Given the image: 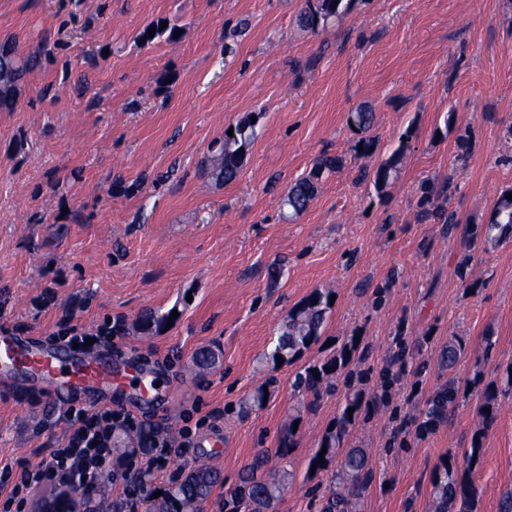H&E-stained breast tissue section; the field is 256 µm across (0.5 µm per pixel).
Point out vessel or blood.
<instances>
[{
	"label": "vessel or blood",
	"mask_w": 512,
	"mask_h": 512,
	"mask_svg": "<svg viewBox=\"0 0 512 512\" xmlns=\"http://www.w3.org/2000/svg\"><path fill=\"white\" fill-rule=\"evenodd\" d=\"M25 382L40 386L56 400L78 399L100 405L113 391H131L142 403L158 402L167 391L146 363L114 365L111 358L64 351L40 344L25 332L0 326V384Z\"/></svg>",
	"instance_id": "1"
}]
</instances>
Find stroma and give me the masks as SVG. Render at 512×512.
Masks as SVG:
<instances>
[{
	"label": "stroma",
	"mask_w": 512,
	"mask_h": 512,
	"mask_svg": "<svg viewBox=\"0 0 512 512\" xmlns=\"http://www.w3.org/2000/svg\"><path fill=\"white\" fill-rule=\"evenodd\" d=\"M305 0H0V41L19 54L47 46L12 111H0V323L48 343L67 327L95 335L121 320L114 361L154 362L173 389L160 413L138 421L190 427L191 446L155 471L170 483L205 464L227 483L258 452L277 466L279 438L298 418L294 474L275 512H319L327 471L308 463L342 394L310 403L297 373L359 339L352 367L373 375L396 338L410 359L389 406L373 407L344 440L369 451L375 472L358 512H429L431 477L463 460L483 432L470 471L476 512H499L512 491V234L472 241L512 188V9L505 0H352L339 20L300 26ZM177 25L174 40L140 41L148 26ZM372 106L376 145L360 154L348 113ZM255 118L257 137L229 184L203 171L208 146ZM404 146L384 192L360 177ZM465 154V164L455 157ZM324 155L308 208L287 220L288 187ZM458 217L423 218L424 186ZM317 288L335 301L319 343L289 364L265 356L290 310ZM385 289L380 307L371 304ZM178 307L156 336L132 325L145 308ZM464 353L441 362L449 341ZM219 362L191 373L195 352ZM455 406L423 438L390 415H417L448 378ZM267 386L262 406L240 403ZM497 414L483 425L487 386ZM62 408L45 393L0 387V467L37 466L62 436ZM221 437L211 448L207 439ZM405 446L389 452L393 439Z\"/></svg>",
	"instance_id": "stroma-1"
}]
</instances>
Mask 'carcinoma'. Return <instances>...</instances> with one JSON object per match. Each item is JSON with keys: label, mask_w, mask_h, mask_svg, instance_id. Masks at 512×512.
Here are the masks:
<instances>
[{"label": "carcinoma", "mask_w": 512, "mask_h": 512, "mask_svg": "<svg viewBox=\"0 0 512 512\" xmlns=\"http://www.w3.org/2000/svg\"><path fill=\"white\" fill-rule=\"evenodd\" d=\"M344 0H306V9L300 16L301 26L316 30L339 17L347 10ZM41 57L35 54L21 56L14 43L6 39L0 42V109L10 110L17 101L24 76L39 65ZM347 122L361 134V150L367 154L374 144L369 136L373 128L374 113L371 107L361 106L349 113ZM255 140V123L244 120L233 126V135H224L213 141L205 165L208 174L218 182H231L236 179L243 167L246 152ZM401 150H396L376 169H363L360 177L370 180L376 190L381 191L394 180ZM343 159L338 156H324L304 178L292 184L283 198V206L293 217L307 209L316 196L320 182L326 174L338 171ZM504 190L497 197L490 223L484 236L494 239L493 232L507 234L512 231V200L506 198ZM422 216H430L446 224H457L456 213L446 211L444 205L425 188L421 199ZM331 293L316 289L288 314V319L280 326L277 343L271 353V359L281 355L282 361L290 362L309 350L320 338L327 314L330 310ZM170 313H161L154 309L141 312L136 321L137 331L145 336H153L166 330ZM359 343L354 338L345 341L336 355L310 365L297 374L295 387L317 398L327 390H344V405L340 413L326 427L321 445L310 460L318 470H327L341 457L339 479L341 485L331 484L324 497L321 512H356V505L373 478L368 467V455L363 448L342 449V442L349 430L359 421L365 410L364 395L361 390L368 380L369 373L349 367L350 355L356 351ZM397 350L390 356L386 365L379 371L378 379L382 392L374 396L379 405L388 403L390 390L400 380L405 371L404 339L396 342ZM219 362V353L214 348L202 349L194 355L193 363L200 371L209 370ZM459 388L455 377H448V384L439 389L429 402V409L423 420H410L416 424L415 433L423 436L436 427L455 404ZM497 392L486 389L478 410L484 425L495 418ZM354 409L348 414V409ZM298 418L294 417L288 429L279 439L277 457L289 459L295 444L294 426ZM112 480L123 481L131 491L130 503L138 512H202L204 504L210 499L215 488L223 483L220 472L207 465H197L181 474L175 481L161 488L152 486V472L147 468H134L135 458L145 461L159 454L155 442L158 437L152 426L139 427L132 431L122 426L112 427ZM477 440L472 442L470 451L465 454V472H459V466L449 461L439 467L431 478V512H473L474 503L479 498L477 486L470 480L467 471L471 470L473 456L480 449L483 431L476 432ZM268 464L265 454H258L253 462L238 474L237 481L224 489V512H274L277 501L293 477L292 471L282 468L260 475ZM160 497H154L157 491Z\"/></svg>", "instance_id": "cac0c4a2"}]
</instances>
